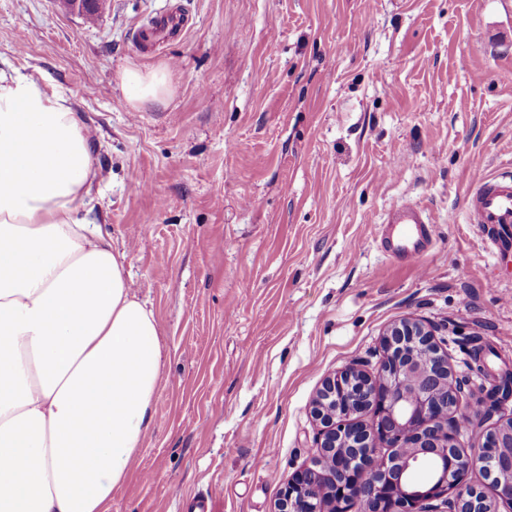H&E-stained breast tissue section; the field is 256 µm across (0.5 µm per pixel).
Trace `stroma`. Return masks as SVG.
<instances>
[{
	"label": "stroma",
	"mask_w": 512,
	"mask_h": 512,
	"mask_svg": "<svg viewBox=\"0 0 512 512\" xmlns=\"http://www.w3.org/2000/svg\"><path fill=\"white\" fill-rule=\"evenodd\" d=\"M185 31L136 45L163 11ZM170 92L132 104L125 69ZM0 70L68 97L90 133V217L161 327L153 421L112 512H274L316 455L311 402L383 332L437 330L464 410L512 370V252L468 212L512 171V0H0ZM423 207L431 239L382 247Z\"/></svg>",
	"instance_id": "1"
}]
</instances>
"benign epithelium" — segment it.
<instances>
[{"label": "benign epithelium", "instance_id": "obj_1", "mask_svg": "<svg viewBox=\"0 0 512 512\" xmlns=\"http://www.w3.org/2000/svg\"><path fill=\"white\" fill-rule=\"evenodd\" d=\"M382 345L375 373L348 366L325 379L312 405L318 453L282 488L275 512H348L355 500L361 512H429L450 490L453 512H500L501 505L512 512V417L473 415L485 441L464 454L456 439L461 388L434 330L405 318ZM420 468L435 471L434 479L410 491ZM476 469L493 498L462 484Z\"/></svg>", "mask_w": 512, "mask_h": 512}]
</instances>
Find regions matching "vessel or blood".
Returning a JSON list of instances; mask_svg holds the SVG:
<instances>
[{
  "instance_id": "b4317fda",
  "label": "vessel or blood",
  "mask_w": 512,
  "mask_h": 512,
  "mask_svg": "<svg viewBox=\"0 0 512 512\" xmlns=\"http://www.w3.org/2000/svg\"><path fill=\"white\" fill-rule=\"evenodd\" d=\"M183 19L160 15L151 25L135 29L134 42L148 45L174 28L183 26ZM468 210L471 218L482 224L494 246H501L508 228L512 227V175L503 173L496 177H480L469 197ZM399 228L386 241V249L395 255L419 251L428 236L429 220L423 208L406 206L395 217Z\"/></svg>"
}]
</instances>
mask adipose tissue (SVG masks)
<instances>
[{"mask_svg":"<svg viewBox=\"0 0 512 512\" xmlns=\"http://www.w3.org/2000/svg\"><path fill=\"white\" fill-rule=\"evenodd\" d=\"M122 80L168 91L160 69ZM93 176L69 99L0 72V512H111L151 425L161 330L84 214Z\"/></svg>","mask_w":512,"mask_h":512,"instance_id":"ef3b65f1","label":"adipose tissue"}]
</instances>
